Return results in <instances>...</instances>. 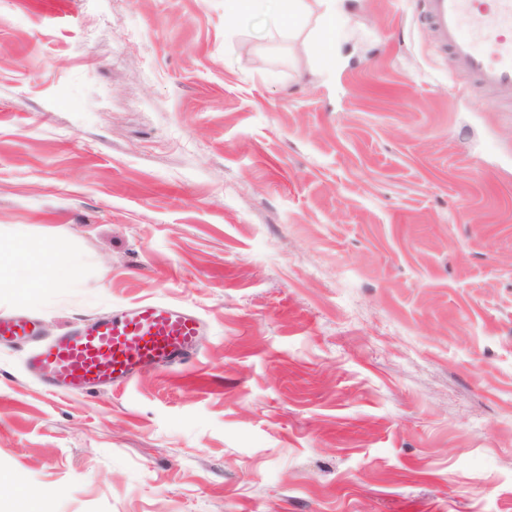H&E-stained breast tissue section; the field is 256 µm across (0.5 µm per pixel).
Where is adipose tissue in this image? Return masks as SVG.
Segmentation results:
<instances>
[{
    "mask_svg": "<svg viewBox=\"0 0 512 512\" xmlns=\"http://www.w3.org/2000/svg\"><path fill=\"white\" fill-rule=\"evenodd\" d=\"M0 270L11 273L15 287L28 299L48 288L69 284L78 267L65 242H56L46 252L33 253L17 240L8 252H0Z\"/></svg>",
    "mask_w": 512,
    "mask_h": 512,
    "instance_id": "adipose-tissue-1",
    "label": "adipose tissue"
}]
</instances>
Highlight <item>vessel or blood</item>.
<instances>
[{"label": "vessel or blood", "instance_id": "b4317fda", "mask_svg": "<svg viewBox=\"0 0 512 512\" xmlns=\"http://www.w3.org/2000/svg\"><path fill=\"white\" fill-rule=\"evenodd\" d=\"M436 42L463 80L512 93V0H423ZM481 20L462 38L464 17ZM204 322L191 308L160 299L113 311L47 341L24 315L0 316V342L29 345L27 369L49 391L100 390L130 384L147 368L170 369L195 355Z\"/></svg>", "mask_w": 512, "mask_h": 512}]
</instances>
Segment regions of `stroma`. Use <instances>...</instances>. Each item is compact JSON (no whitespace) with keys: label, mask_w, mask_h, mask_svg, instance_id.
Instances as JSON below:
<instances>
[{"label":"stroma","mask_w":512,"mask_h":512,"mask_svg":"<svg viewBox=\"0 0 512 512\" xmlns=\"http://www.w3.org/2000/svg\"><path fill=\"white\" fill-rule=\"evenodd\" d=\"M321 13L0 0V248L79 261L33 301L0 275V314L207 323L119 390L1 346L0 512H512V96L418 0Z\"/></svg>","instance_id":"obj_1"}]
</instances>
